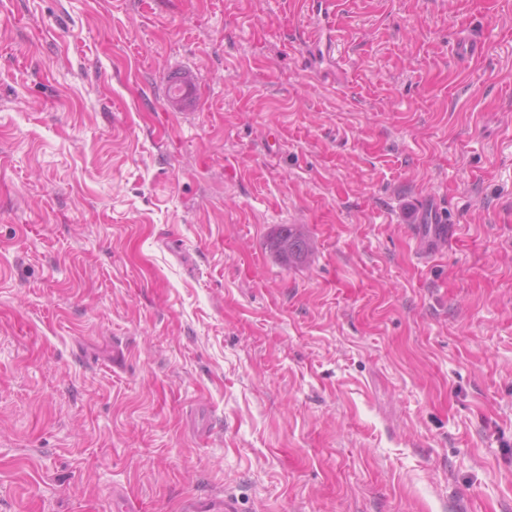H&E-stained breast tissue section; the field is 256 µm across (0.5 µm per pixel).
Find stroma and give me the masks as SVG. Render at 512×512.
I'll return each mask as SVG.
<instances>
[{
	"instance_id": "stroma-1",
	"label": "stroma",
	"mask_w": 512,
	"mask_h": 512,
	"mask_svg": "<svg viewBox=\"0 0 512 512\" xmlns=\"http://www.w3.org/2000/svg\"><path fill=\"white\" fill-rule=\"evenodd\" d=\"M120 494L512 512V0H0V512ZM171 91L170 100L175 101L182 110L196 109L199 104V90L197 81L189 74L176 73L168 80ZM433 210L430 211V224H420L428 226H415L412 234L423 244L422 254L427 258H433L439 253L437 245H448L457 247L462 242L460 230L456 224H442L440 221L434 223L437 218H433ZM271 248L278 257L289 264L301 260L308 253L310 242L289 224L276 232L272 238Z\"/></svg>"
}]
</instances>
